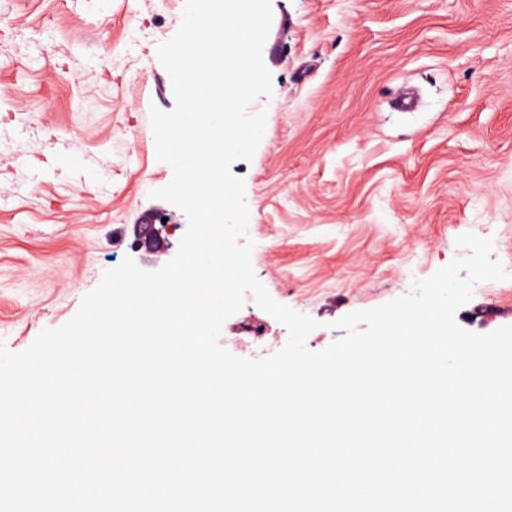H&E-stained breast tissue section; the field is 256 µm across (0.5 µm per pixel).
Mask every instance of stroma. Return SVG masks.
<instances>
[{
  "mask_svg": "<svg viewBox=\"0 0 512 512\" xmlns=\"http://www.w3.org/2000/svg\"><path fill=\"white\" fill-rule=\"evenodd\" d=\"M263 47L271 97L245 183L253 270L278 303L334 321L407 293L493 240L509 277L478 283L456 313L485 334L512 325V0H271ZM185 0H0V340L13 352L78 311L104 272L133 257V226L172 179L156 158L150 109L173 110L158 46ZM422 105L397 112L404 84ZM287 328L253 294L218 343L254 357Z\"/></svg>",
  "mask_w": 512,
  "mask_h": 512,
  "instance_id": "35a3bbf8",
  "label": "stroma"
}]
</instances>
